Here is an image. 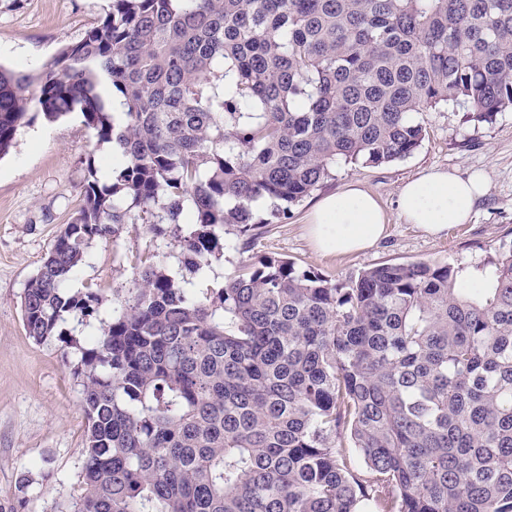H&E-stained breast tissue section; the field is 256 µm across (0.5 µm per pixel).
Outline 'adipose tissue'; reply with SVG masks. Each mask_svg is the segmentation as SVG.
Returning a JSON list of instances; mask_svg holds the SVG:
<instances>
[{
    "label": "adipose tissue",
    "instance_id": "obj_1",
    "mask_svg": "<svg viewBox=\"0 0 512 512\" xmlns=\"http://www.w3.org/2000/svg\"><path fill=\"white\" fill-rule=\"evenodd\" d=\"M486 191L482 176L464 178L452 171L430 168L400 186L396 208L405 223L438 236L449 225L467 223ZM387 224L388 215L376 195L352 183L315 205L308 215L306 235L322 254L357 255L384 237Z\"/></svg>",
    "mask_w": 512,
    "mask_h": 512
}]
</instances>
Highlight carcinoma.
I'll use <instances>...</instances> for the list:
<instances>
[{
  "label": "carcinoma",
  "instance_id": "cac0c4a2",
  "mask_svg": "<svg viewBox=\"0 0 512 512\" xmlns=\"http://www.w3.org/2000/svg\"><path fill=\"white\" fill-rule=\"evenodd\" d=\"M440 104L512 111V0H109L38 75L0 67V156L76 109L112 148L21 297L33 341L78 350L81 491L57 512H512L511 246L479 278L345 284L264 257L201 296L149 265L98 331L60 330L103 304L70 288L91 242L139 221L198 273L259 201L282 223L336 161L413 154Z\"/></svg>",
  "mask_w": 512,
  "mask_h": 512
}]
</instances>
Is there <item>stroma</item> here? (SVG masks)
<instances>
[{
  "instance_id": "35a3bbf8",
  "label": "stroma",
  "mask_w": 512,
  "mask_h": 512,
  "mask_svg": "<svg viewBox=\"0 0 512 512\" xmlns=\"http://www.w3.org/2000/svg\"><path fill=\"white\" fill-rule=\"evenodd\" d=\"M106 6L107 0H0V66L38 71L60 48L82 39ZM463 114L459 106L421 113L427 134L408 158L378 167L337 164L313 194L292 206L286 223H267V206L258 204L254 237L227 230L224 253L209 259L205 274L186 270L177 244L157 241L148 225L138 223L124 225L114 239L92 242L70 286L98 290L99 318L105 321L142 268L152 264L200 293L222 286L242 262L270 256L334 283L382 264L437 259L477 276L478 265L512 242V112L492 124L465 121ZM108 152L75 111L56 122L35 117L0 158V512H56L79 492L86 418L71 373L76 354L27 335L21 296L80 207L89 164H101ZM430 167L486 176L487 193L469 223L433 237L395 217L385 237L358 256H326L306 239L305 218L318 197L358 182L390 210L401 183ZM24 472L31 481L21 492Z\"/></svg>"
}]
</instances>
